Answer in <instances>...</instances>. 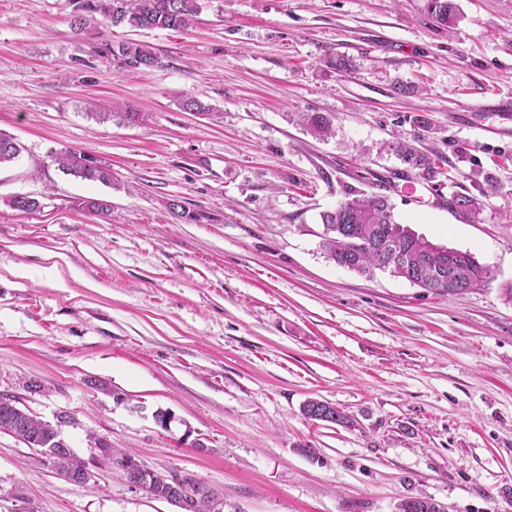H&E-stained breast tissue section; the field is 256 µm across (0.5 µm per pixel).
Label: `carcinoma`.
I'll use <instances>...</instances> for the list:
<instances>
[{"label": "carcinoma", "instance_id": "obj_1", "mask_svg": "<svg viewBox=\"0 0 512 512\" xmlns=\"http://www.w3.org/2000/svg\"><path fill=\"white\" fill-rule=\"evenodd\" d=\"M72 28L77 35L90 31L98 34L110 28L188 29L201 9L200 0H72ZM429 13L444 27L453 28L458 20L456 0H427ZM105 55L119 68L147 70L158 64L155 53L146 45L125 42L118 48L106 47ZM305 126L319 137L333 134L331 121L323 114L302 115ZM395 150L405 165L397 176L409 173L432 181L439 174L441 158L425 153L408 141L396 142ZM22 146L16 139L0 131V165L17 159ZM58 168L67 175L84 180L112 184L110 166L78 150H68L53 157ZM373 191L339 202L332 210L321 214L324 227L322 247L336 265L363 275L395 265L398 277L436 295H459L480 287L489 277V268L468 253L434 246L426 239L399 224L393 214L394 206L387 191L389 179L372 184ZM6 204L20 212H35L40 201L30 195L17 194ZM78 207L108 222L112 220V204L106 199L85 198ZM485 202L469 194L448 197V209L468 223L481 221ZM340 410L327 403L310 399L302 407L303 416L311 421L326 422ZM9 419L21 432L33 434L56 445L64 432L44 423L23 409L0 407V423ZM399 512H446L445 506L432 498H409L399 505Z\"/></svg>", "mask_w": 512, "mask_h": 512}]
</instances>
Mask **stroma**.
I'll return each instance as SVG.
<instances>
[{
    "label": "stroma",
    "instance_id": "35a3bbf8",
    "mask_svg": "<svg viewBox=\"0 0 512 512\" xmlns=\"http://www.w3.org/2000/svg\"><path fill=\"white\" fill-rule=\"evenodd\" d=\"M457 4L450 30L427 0H201L182 32L79 36L70 0H0V130L24 147L0 166V395L68 412L81 458L101 438L195 476L223 512H512V119L489 108L512 99V0ZM124 41L158 66L115 68L102 49ZM400 138L444 162L397 180L396 221L488 266L482 287L438 296L328 259L321 213L401 171ZM70 149L111 185L62 173ZM455 193L485 195L480 223ZM312 398L353 427L305 419ZM0 512L180 510L104 467L66 481L0 433Z\"/></svg>",
    "mask_w": 512,
    "mask_h": 512
}]
</instances>
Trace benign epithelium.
Here are the masks:
<instances>
[{
	"mask_svg": "<svg viewBox=\"0 0 512 512\" xmlns=\"http://www.w3.org/2000/svg\"><path fill=\"white\" fill-rule=\"evenodd\" d=\"M108 469L120 472L127 482L148 493L155 486H165L170 490V501L182 509V512H195L202 498L215 499L211 488L193 479V476L180 471L158 473L146 467L138 458L125 456L115 461H105Z\"/></svg>",
	"mask_w": 512,
	"mask_h": 512,
	"instance_id": "7a95c632",
	"label": "benign epithelium"
}]
</instances>
